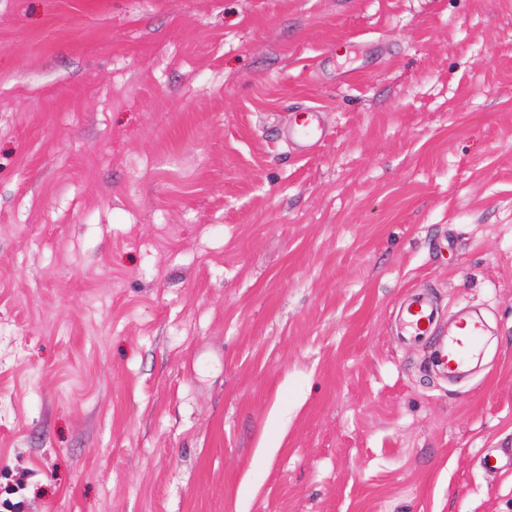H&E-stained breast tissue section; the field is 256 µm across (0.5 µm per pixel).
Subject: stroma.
I'll return each mask as SVG.
<instances>
[{"mask_svg":"<svg viewBox=\"0 0 512 512\" xmlns=\"http://www.w3.org/2000/svg\"><path fill=\"white\" fill-rule=\"evenodd\" d=\"M0 512H512V0H0ZM314 113L311 110L305 111V116L296 119L291 127V138L304 153L320 145L325 138L324 129L315 121ZM436 320L437 309L432 299L423 293L412 294L405 308L407 344H418L423 341ZM422 325H425V328H422ZM461 334L435 345L433 361L448 371L465 367L474 359L482 348L484 336L480 319H472L461 325Z\"/></svg>","mask_w":512,"mask_h":512,"instance_id":"1","label":"stroma"}]
</instances>
